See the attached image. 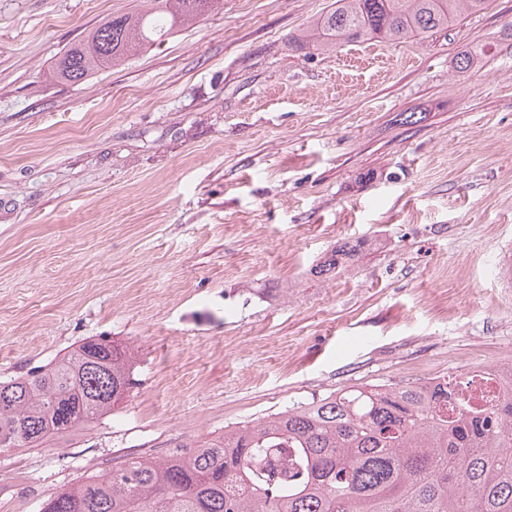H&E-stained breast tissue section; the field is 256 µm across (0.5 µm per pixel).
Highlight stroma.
Wrapping results in <instances>:
<instances>
[{
    "mask_svg": "<svg viewBox=\"0 0 512 512\" xmlns=\"http://www.w3.org/2000/svg\"><path fill=\"white\" fill-rule=\"evenodd\" d=\"M333 2L224 0L71 84L56 60L144 0H0V380L91 336L134 379L111 414L0 451L21 512L133 447L512 364V0L423 39L290 49ZM364 246L363 241H356V243L345 242L337 245L319 266L318 273L324 274L334 271L345 260L358 256L363 251Z\"/></svg>",
    "mask_w": 512,
    "mask_h": 512,
    "instance_id": "35a3bbf8",
    "label": "stroma"
}]
</instances>
